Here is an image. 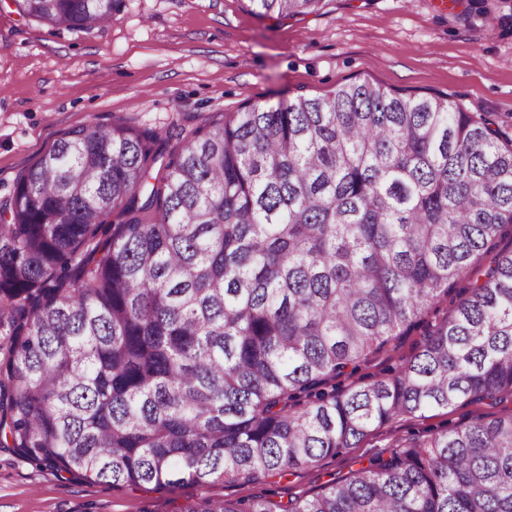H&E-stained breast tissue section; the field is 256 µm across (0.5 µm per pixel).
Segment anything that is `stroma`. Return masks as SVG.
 I'll return each instance as SVG.
<instances>
[{
    "instance_id": "stroma-1",
    "label": "stroma",
    "mask_w": 512,
    "mask_h": 512,
    "mask_svg": "<svg viewBox=\"0 0 512 512\" xmlns=\"http://www.w3.org/2000/svg\"><path fill=\"white\" fill-rule=\"evenodd\" d=\"M363 81L512 117V12L463 21L441 0H327L313 14L269 18L246 0H125L107 25L71 32L0 0V201L74 127L123 120L174 134L248 102L274 105ZM448 309L440 299L423 325L337 378V389L390 374ZM510 411L512 398L399 417L359 447L282 477L163 491L65 479L0 448V512H181L201 498L253 495L284 506L395 440H425L473 415Z\"/></svg>"
}]
</instances>
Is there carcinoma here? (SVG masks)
<instances>
[{
	"instance_id": "carcinoma-1",
	"label": "carcinoma",
	"mask_w": 512,
	"mask_h": 512,
	"mask_svg": "<svg viewBox=\"0 0 512 512\" xmlns=\"http://www.w3.org/2000/svg\"><path fill=\"white\" fill-rule=\"evenodd\" d=\"M511 1L451 0L462 17ZM12 2L73 32L124 4ZM323 2L249 0L268 17ZM177 138L75 127L0 203L1 448L113 486L251 482L396 417L512 395L509 126L365 81ZM484 255L414 356L328 388ZM283 512H512V412L398 443Z\"/></svg>"
}]
</instances>
